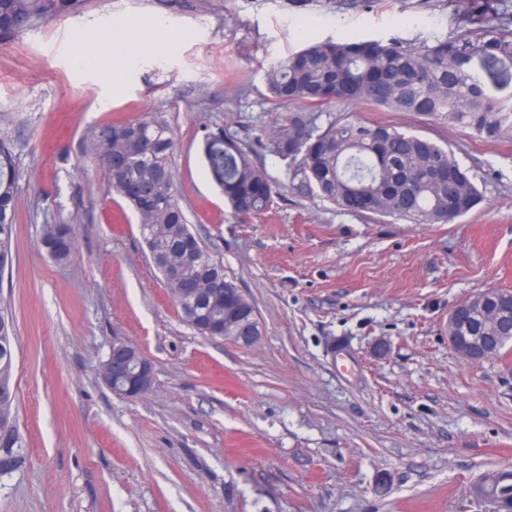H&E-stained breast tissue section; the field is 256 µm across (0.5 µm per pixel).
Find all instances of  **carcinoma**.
I'll return each instance as SVG.
<instances>
[{"label":"carcinoma","instance_id":"cac0c4a2","mask_svg":"<svg viewBox=\"0 0 512 512\" xmlns=\"http://www.w3.org/2000/svg\"><path fill=\"white\" fill-rule=\"evenodd\" d=\"M86 0H0V39L45 18L79 12ZM463 33L432 44L396 40L315 42L271 67L266 90L279 109L258 144L296 168L317 194L342 210L412 224H449L482 195L468 171L431 138L386 123L334 119L321 127L312 112L337 103L409 112L441 126L471 130L488 142L512 141V14L470 5ZM170 128L149 113L87 136L112 190L130 206L153 264L172 299L196 303L206 316L189 325L211 338L234 336L245 323L261 326L256 309L224 276L191 232L176 192ZM208 172L233 215L246 222L266 212L279 185L233 135L210 132L202 146ZM18 173L0 141V272L12 267L17 237ZM42 245L57 262L70 260L72 224H47ZM474 331L494 337L492 355L512 341V312ZM15 323L0 301V394L14 387ZM480 491L512 500V465L484 472Z\"/></svg>","mask_w":512,"mask_h":512}]
</instances>
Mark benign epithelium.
<instances>
[{
    "mask_svg": "<svg viewBox=\"0 0 512 512\" xmlns=\"http://www.w3.org/2000/svg\"><path fill=\"white\" fill-rule=\"evenodd\" d=\"M501 294L488 288L457 303L448 314V343L457 356L467 364H478L490 353V343L483 336L470 335L468 318L480 319L497 314L491 309ZM104 364L111 367L112 376L127 382L125 397L137 399L151 390L155 366L140 349L127 341H114Z\"/></svg>",
    "mask_w": 512,
    "mask_h": 512,
    "instance_id": "1",
    "label": "benign epithelium"
}]
</instances>
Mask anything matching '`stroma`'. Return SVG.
<instances>
[{
  "instance_id": "obj_1",
  "label": "stroma",
  "mask_w": 512,
  "mask_h": 512,
  "mask_svg": "<svg viewBox=\"0 0 512 512\" xmlns=\"http://www.w3.org/2000/svg\"><path fill=\"white\" fill-rule=\"evenodd\" d=\"M465 0H88L0 43V140L19 175L16 320L24 461L0 512H458L478 476L512 464V344L474 365L448 313L512 291V143L404 112L338 104L319 124L382 122L448 147L482 194L450 224L345 212L266 149L282 185L239 223L206 172V133L251 142L276 110L267 71L307 44L462 32ZM152 113L176 138L178 196L204 248L255 305L247 348L199 336L152 266L136 216L85 149L106 123ZM76 227L60 264L41 240ZM116 339L155 365L115 394Z\"/></svg>"
}]
</instances>
